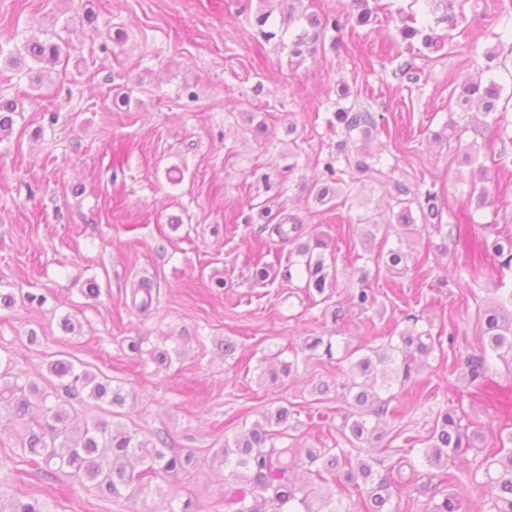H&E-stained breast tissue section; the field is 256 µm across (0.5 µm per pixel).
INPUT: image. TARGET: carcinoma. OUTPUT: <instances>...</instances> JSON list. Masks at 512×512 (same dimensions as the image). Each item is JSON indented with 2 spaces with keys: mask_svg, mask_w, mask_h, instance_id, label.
<instances>
[{
  "mask_svg": "<svg viewBox=\"0 0 512 512\" xmlns=\"http://www.w3.org/2000/svg\"><path fill=\"white\" fill-rule=\"evenodd\" d=\"M270 16L271 13L259 10L249 21L257 36L266 42L288 38V64L295 68L315 58L324 48L328 31L338 33L343 29L341 17L310 13L303 0H287L279 29L269 23ZM399 34L402 41L410 44L417 39L431 52L442 49L446 41V37L418 27L412 14L401 19ZM483 56L490 75L464 81L456 87L457 111L470 114V121L462 125L449 119L446 129L450 138L461 139L469 128L490 127L486 121L489 116L493 117V124H498L504 120L502 113L512 106V93L502 97L503 86L491 74L499 53L489 47ZM26 59L40 66L43 72L52 71L58 65H68L69 47L59 33L44 30L25 39L21 52L8 63L20 70ZM348 94V88H341L337 100L331 103L335 108L336 127L349 137L360 136L363 144L352 156L340 144L336 153L316 161L320 176L304 186V190L314 202L328 205L341 196L349 179L388 185L389 194L400 210L382 224L372 218L365 219L369 226L383 233L378 240L375 234L366 231L364 244L369 251L376 252V263L390 274L400 275L408 269V255L399 246L387 247L389 238L420 234L411 210L414 203L418 204L425 223L442 225L438 194L428 190L422 197L409 182L389 176L381 159L365 144L383 116L366 108L341 104L340 100ZM17 113V101L0 97L1 135L13 129ZM485 181L483 169L479 170V180L472 181L470 197L476 199L479 207L489 204L490 192ZM263 217L265 224L261 232L276 237L281 244L294 246L309 297L321 296L337 286L341 271L335 258L326 257L328 243L322 237L305 234L303 225L290 224L286 217L274 223L276 216L269 210ZM472 224V216L464 209L447 233L455 248L464 254V263L456 271L474 279L489 263L511 270L512 233L500 231L493 236H481L472 230ZM509 303V307L502 301L486 304L480 314L478 348L464 359L469 386L482 396L486 406L505 415L512 413V401L493 388L491 359L512 365V297ZM376 305L377 294L373 289L352 288L346 306L335 308L332 318L336 322L352 313L365 316ZM406 320L412 322V327L399 335L397 343L389 336L377 346L344 347L341 360L351 363L350 379L323 380L314 386L315 393L324 396L334 392L353 408V412L343 415L341 427L350 447L305 448L299 459L292 449L277 447L278 440L300 425L295 411L284 405L266 411L261 419L233 436L224 437V448L214 453L211 464L224 470L227 512H400L401 490L419 475L420 464L445 471L449 481L458 485L482 477L485 512H512V451L504 455L498 448L479 460L472 459L467 468L450 470V463L470 452L476 441L484 437L482 431L472 430L463 423V417L452 407L436 413L425 447L404 449L401 460L383 476L375 471L377 459L372 450L382 438V426L394 414L391 404L437 347L443 346L441 337L418 330L419 316L408 314ZM146 340L145 336L128 338L131 358L140 359L146 354L157 367H169L171 350L164 344H154L145 350ZM299 349L333 360L336 341L331 336H306ZM1 364L4 368H0V414H8L20 427L16 439L18 453L8 462L34 466L52 478L67 474L109 501L124 499L128 492L148 496L157 490L154 480L196 468L195 454L173 451L164 434H141L119 421L110 422L97 416L85 420L81 426L73 424L57 392L12 374L11 360H0ZM294 367L295 362L282 361L280 354H274L261 370L259 379L276 383L290 377ZM48 370L51 376L64 382L66 394L75 396L83 392L98 407L122 408L131 397L123 385L87 368L79 369L66 358L53 360ZM346 496L357 497L354 505L344 504ZM3 501L0 492V512H46L37 499L12 498L7 508ZM424 512H465V504L456 493H443L438 499L430 497L424 503Z\"/></svg>",
  "mask_w": 512,
  "mask_h": 512,
  "instance_id": "carcinoma-1",
  "label": "carcinoma"
}]
</instances>
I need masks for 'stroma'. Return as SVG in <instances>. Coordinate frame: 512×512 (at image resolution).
I'll use <instances>...</instances> for the list:
<instances>
[{
  "mask_svg": "<svg viewBox=\"0 0 512 512\" xmlns=\"http://www.w3.org/2000/svg\"><path fill=\"white\" fill-rule=\"evenodd\" d=\"M499 0H379L370 25L352 20L350 0H312L311 11L342 15L337 47L298 69L277 42L256 40L249 19L260 5L279 23L281 0H0V95L17 100L11 133L0 137V288L16 305L0 310V357L16 375L53 388L48 365L57 358L122 382L135 394L120 420L143 434L168 432L171 448L194 452L198 467L159 481L149 497L99 500L78 481L44 477L33 467L0 470V486L20 498L39 497L50 512H162L166 498L194 495L201 512H224L222 473L211 467L228 424L254 422L269 409L294 406L301 426L297 445L335 447L343 398L314 395L322 379L344 377L349 362L311 356L298 374L269 386L259 383L260 360L282 352L292 359L301 337L332 331L323 310L349 289L376 291L379 330L399 324L404 310L420 314L432 333L453 328L454 349L438 351L405 405L389 420L376 455L392 463L406 439L425 440L432 403L459 408L471 426L512 427L473 400L453 368L454 358L478 343L477 310L490 298L512 295V271L483 272L478 280L455 274L464 258L444 229L426 225L406 242L390 238L427 262L392 277L366 252L362 220L392 206L385 186L350 184L346 203L329 208L303 189L316 156L335 152L343 139L326 103L345 85L350 99L382 113L385 126L369 149L391 174L436 189L443 222L470 210L477 233L512 225V111L506 133L482 130L461 141L434 140L455 101L452 84L482 74L481 51L494 45ZM96 27L83 25L85 9ZM412 10L435 33L452 40L430 60H419L420 79L397 82L388 70L409 57L398 26ZM69 40L67 69L42 83L18 74L6 56L38 29ZM124 29L118 44L108 30ZM480 52H473L472 44ZM265 121L267 140L255 141L247 114ZM473 165L458 164L465 146ZM487 169L493 204L469 200L473 167ZM283 211L327 239L343 269L325 304L309 301L300 277L263 284L250 278L259 257L262 211ZM223 278L224 287L214 285ZM150 279L156 289L148 311L132 303L131 287ZM99 297L87 296L88 282ZM45 295L43 305L27 295ZM72 317L74 333L59 323ZM166 337L177 351L169 369L130 358L126 340ZM237 343L225 358L219 343Z\"/></svg>",
  "mask_w": 512,
  "mask_h": 512,
  "instance_id": "1",
  "label": "stroma"
}]
</instances>
